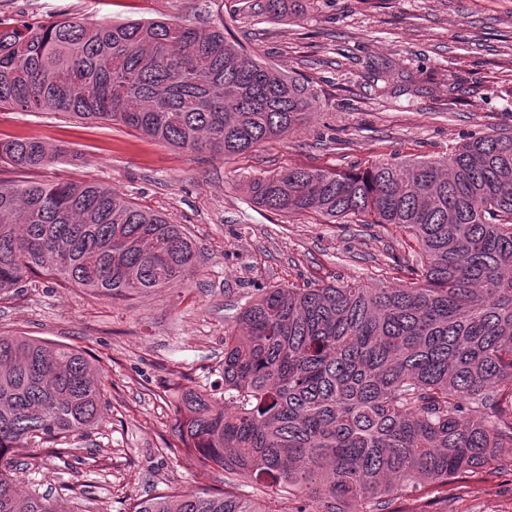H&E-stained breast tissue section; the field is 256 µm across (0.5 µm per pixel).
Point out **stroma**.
<instances>
[{"instance_id": "35a3bbf8", "label": "stroma", "mask_w": 512, "mask_h": 512, "mask_svg": "<svg viewBox=\"0 0 512 512\" xmlns=\"http://www.w3.org/2000/svg\"><path fill=\"white\" fill-rule=\"evenodd\" d=\"M262 0H0V22L46 24L168 19L223 29L252 61L315 94L304 123L244 154L186 153L115 125L55 112L0 110V139L67 142L64 157L27 171L0 164V180L96 182L166 214L196 242L184 287L131 299L64 288L37 277L0 295V332L83 350L103 388L102 428L73 452L19 472L59 512H129L171 490L224 487L196 479L176 446L168 395L192 381L223 392L224 330L257 289L360 280L408 285V234L390 224L273 214L250 200V179L291 166L365 167L434 158L472 135L512 132V0H315L269 18ZM387 71L373 83L375 68ZM448 512H512V447L496 468L462 482Z\"/></svg>"}]
</instances>
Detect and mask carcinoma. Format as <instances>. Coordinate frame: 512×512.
I'll list each match as a JSON object with an SVG mask.
<instances>
[{"mask_svg":"<svg viewBox=\"0 0 512 512\" xmlns=\"http://www.w3.org/2000/svg\"><path fill=\"white\" fill-rule=\"evenodd\" d=\"M0 107L62 112L231 158L301 123L307 88L224 31L177 22L0 25ZM67 153L0 140L41 169ZM270 211L391 224L418 246L409 286L261 288L224 334V411L180 386L174 431L203 478L130 512H430L512 447V134L437 158L253 178ZM198 258L179 224L95 182L0 183V294L36 276L128 297L181 288ZM84 353L0 333V512H59L18 490L13 453H63L103 421ZM249 487L255 497L239 493Z\"/></svg>","mask_w":512,"mask_h":512,"instance_id":"obj_1","label":"carcinoma"}]
</instances>
